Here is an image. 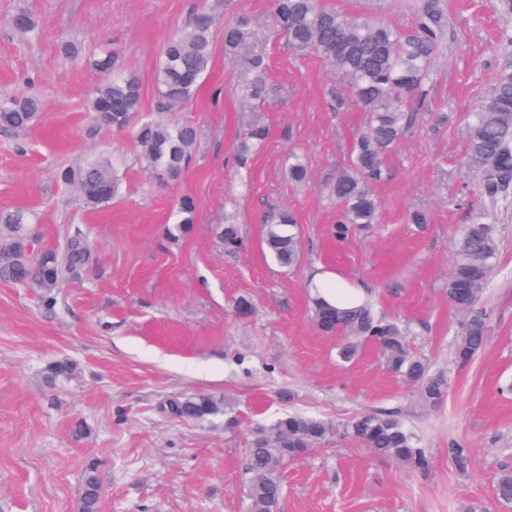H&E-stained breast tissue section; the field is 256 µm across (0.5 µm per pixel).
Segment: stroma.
<instances>
[{"label":"stroma","instance_id":"35a3bbf8","mask_svg":"<svg viewBox=\"0 0 512 512\" xmlns=\"http://www.w3.org/2000/svg\"><path fill=\"white\" fill-rule=\"evenodd\" d=\"M320 2L402 29L419 4ZM440 5L448 35L429 107L387 158L375 186L378 223L339 243L326 191L349 166L366 115L324 60L269 32V0H0V99L39 103L28 129H0V213L29 214L35 253L62 247L78 230L94 244L92 266L60 284L54 305L35 284L0 281V512H78L90 474L100 512H247L244 450L256 427L287 412L320 417L335 432L282 469L278 512H512L496 494L499 476L512 471V197H482L466 151L468 115L496 79L512 14L501 0ZM21 9L37 19L38 37L13 29ZM202 10L219 20L212 68L179 111H165L155 82L161 49ZM242 16L256 23L277 90L258 110L236 96L245 69L224 55L222 23ZM65 41L78 56L62 52ZM103 51L137 76L144 111L197 127L177 181L150 178L130 134L93 121L99 76L88 58ZM257 117L269 139L242 167L235 146ZM293 150L307 167L300 184L286 173ZM98 160L115 164L121 186L109 206L92 209L54 173ZM183 195L197 218L175 240L166 229ZM278 206L293 211L302 239L301 260L288 270L261 246V222ZM415 210L426 223H410ZM478 213L501 246L479 300L487 339L461 366L455 348L465 315L445 289L455 243ZM228 216L244 239L232 256L215 232ZM323 288L353 289L407 325L413 353L448 378L443 401L424 403L372 343L342 361L336 337L312 322L311 301ZM241 298L253 306L249 317L232 312ZM63 360L76 364L75 375L50 378ZM194 395L214 398L217 410L197 421L171 414L172 401ZM364 412L397 414L427 448L429 470L341 434ZM453 441L470 450L466 473L448 459Z\"/></svg>","mask_w":512,"mask_h":512}]
</instances>
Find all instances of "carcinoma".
Instances as JSON below:
<instances>
[{
  "instance_id": "cac0c4a2",
  "label": "carcinoma",
  "mask_w": 512,
  "mask_h": 512,
  "mask_svg": "<svg viewBox=\"0 0 512 512\" xmlns=\"http://www.w3.org/2000/svg\"><path fill=\"white\" fill-rule=\"evenodd\" d=\"M271 22L278 34L299 53L311 52L329 63L349 84L352 102L369 116L366 128L355 140L350 166L336 176L328 195L339 205L332 234L345 240L369 224L378 223L380 201L372 185L385 173V157L404 132L428 107L431 71L448 32V20L439 0H420L414 25L401 30L393 25L361 19L320 6L318 0H271ZM14 29L27 36L37 33L38 23L26 10L12 18ZM215 17L198 13L187 30L166 42L155 80L170 111L188 101L210 71L213 61L211 40ZM243 53L246 79L238 85L241 98L256 104L273 101L267 79V56L254 40V26L248 19L224 24V53L230 61ZM93 69L105 75L93 90L89 111L96 122L117 130H132L141 160L155 180H173L188 165L195 152L198 130L192 124H166L146 113L141 105L140 84L129 74L115 72V56L102 53ZM38 104L30 98L0 99V128L24 130L34 122ZM267 125L256 122L248 128L237 147V162L247 165L266 142ZM468 151L478 166L481 194L489 200L512 194V61L497 72L495 84L472 114L468 128ZM56 180L79 188L85 203L98 209L112 203L119 191V179L109 164L94 161L79 170L62 167ZM288 177L295 183L307 178L306 167L297 154L288 157ZM196 220L194 200L178 201L173 230L184 234ZM27 216L20 212L0 213V224L13 237L0 245V280L15 284L35 283L43 288V300L55 302L53 291L69 275L75 276L91 260L92 249L85 236L72 237L64 251L45 250L31 255L21 226ZM224 252L236 254L241 237L236 224L227 221L217 228ZM262 240L270 258L282 267L295 265L301 255V237L294 215L274 210L263 224ZM500 249L494 225L477 214L465 226L457 244L448 276V302L465 313L464 333L455 349L456 362L468 364L483 348L486 312L478 299L491 275ZM313 322L325 335L343 338L338 354L344 361L356 355L358 346L376 345L387 365L404 381L418 388L430 404L440 403L448 391V379L431 371L427 362L413 356L407 346L405 329L378 316L371 305L338 307L321 297L313 301ZM171 413L184 420H199L216 411L208 396L197 395L170 403ZM333 433L324 419L289 412L271 427L254 431L246 448L244 489L248 512H277L283 495L280 472L284 465L305 456ZM372 453L392 458L402 465L425 471L430 465L427 449L393 414H362L343 428ZM448 460L460 471L469 467V449L457 442L448 444ZM498 498L512 503V472L497 482ZM99 486L87 477L78 512H99Z\"/></svg>"
}]
</instances>
